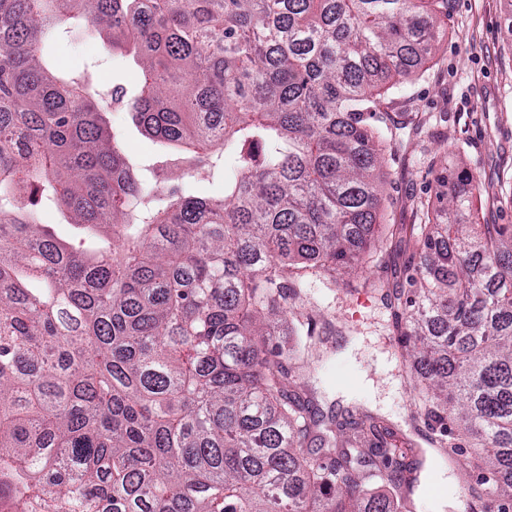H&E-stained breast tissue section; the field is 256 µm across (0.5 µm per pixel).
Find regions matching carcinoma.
<instances>
[{
	"instance_id": "obj_1",
	"label": "carcinoma",
	"mask_w": 512,
	"mask_h": 512,
	"mask_svg": "<svg viewBox=\"0 0 512 512\" xmlns=\"http://www.w3.org/2000/svg\"><path fill=\"white\" fill-rule=\"evenodd\" d=\"M448 0H0V500L12 512H408L414 463L369 413L325 419L284 362L303 289L380 252L382 97L428 60ZM93 23L130 58L134 124L183 180L139 178L87 75L49 43ZM440 178L393 289L410 395L466 479L512 512V224ZM100 228L79 251L39 214Z\"/></svg>"
}]
</instances>
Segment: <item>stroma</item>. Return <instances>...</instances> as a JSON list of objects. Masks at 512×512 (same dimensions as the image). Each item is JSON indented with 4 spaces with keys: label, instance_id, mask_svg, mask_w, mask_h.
I'll use <instances>...</instances> for the list:
<instances>
[{
    "label": "stroma",
    "instance_id": "35a3bbf8",
    "mask_svg": "<svg viewBox=\"0 0 512 512\" xmlns=\"http://www.w3.org/2000/svg\"><path fill=\"white\" fill-rule=\"evenodd\" d=\"M511 16L512 0H449L448 34L435 57L384 100L397 136L384 152L383 223H418L417 203L442 192L436 175L450 160L480 176L485 220L512 224ZM53 57L69 71L95 65L98 103L122 135L125 153L137 163L152 164L162 144L142 134L127 109L112 99L115 85H134L136 70L124 58L107 55L88 23L54 44ZM309 294L303 313L310 319L314 346L308 357L289 361V368L324 415L366 412L384 421L398 439H415L393 312L380 292L356 279L341 293L313 288ZM431 456L450 480L432 494L415 491L416 512H440L442 498L455 512L467 489L450 470L447 455L435 450Z\"/></svg>",
    "mask_w": 512,
    "mask_h": 512
}]
</instances>
